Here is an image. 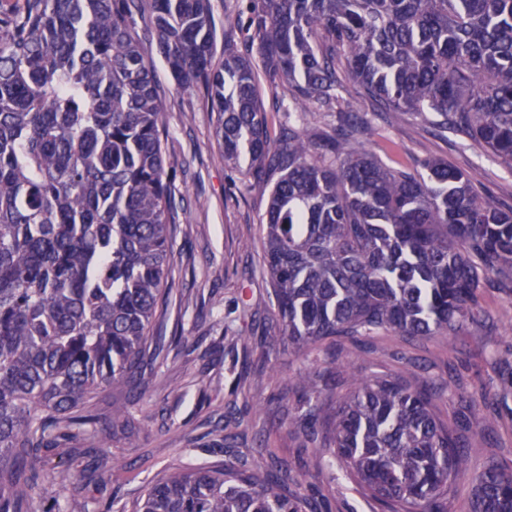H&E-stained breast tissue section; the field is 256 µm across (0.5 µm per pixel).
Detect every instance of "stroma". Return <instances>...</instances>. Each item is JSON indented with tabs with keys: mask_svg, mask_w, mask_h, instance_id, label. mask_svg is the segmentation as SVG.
<instances>
[{
	"mask_svg": "<svg viewBox=\"0 0 512 512\" xmlns=\"http://www.w3.org/2000/svg\"><path fill=\"white\" fill-rule=\"evenodd\" d=\"M249 7L248 0H211L216 46L248 52ZM141 48L166 100L163 152L175 194L168 290L149 341L154 355L144 383H115L95 396L98 435L85 440L86 454L49 452L46 468L76 479L45 486L30 500L31 512H62L73 497L86 512H135L152 482L203 462H240L271 475L288 469L306 512H377L342 471L312 465L348 370L432 388L435 413L465 439L469 457L448 512H470L474 475L489 459L512 460V388L503 389L493 371L496 359H512V288L485 284L484 317L454 335L379 332L288 349L262 271L260 220L274 178L225 167L203 90L178 86L150 41ZM363 143L412 171L431 158L448 161L478 194L512 206V168L478 142L436 127L431 113L372 114ZM309 372L321 375L319 413L289 417L298 380ZM118 410L124 416L116 421Z\"/></svg>",
	"mask_w": 512,
	"mask_h": 512,
	"instance_id": "stroma-1",
	"label": "stroma"
}]
</instances>
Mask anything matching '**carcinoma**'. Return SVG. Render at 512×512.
Returning <instances> with one entry per match:
<instances>
[{"instance_id": "carcinoma-1", "label": "carcinoma", "mask_w": 512, "mask_h": 512, "mask_svg": "<svg viewBox=\"0 0 512 512\" xmlns=\"http://www.w3.org/2000/svg\"><path fill=\"white\" fill-rule=\"evenodd\" d=\"M0 10V512L68 474L40 452L90 436L84 414L139 383L172 261L165 99L134 35L217 113L224 165L277 172L263 268L294 349L377 331L454 334L512 284V207L438 159L423 172L361 144L374 112H431L512 166V0H251L255 54L216 60L210 0H17ZM287 86L271 136L259 76ZM331 114L323 134L304 109ZM408 383L348 374L324 440L382 512H446L468 470L458 437ZM288 472L197 465L149 485L136 512H303ZM470 512H512V465L489 460Z\"/></svg>"}]
</instances>
